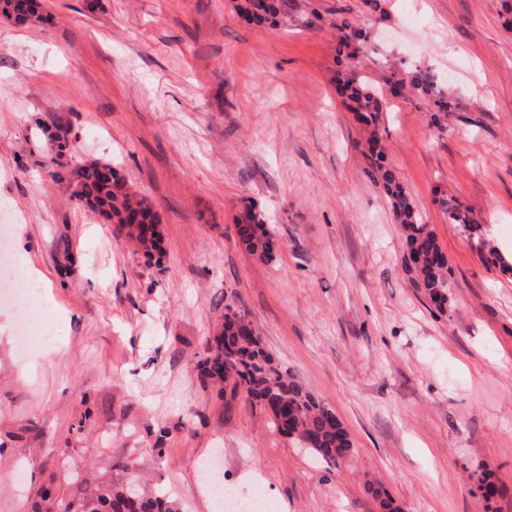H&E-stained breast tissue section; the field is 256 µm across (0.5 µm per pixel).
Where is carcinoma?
<instances>
[{"mask_svg":"<svg viewBox=\"0 0 512 512\" xmlns=\"http://www.w3.org/2000/svg\"><path fill=\"white\" fill-rule=\"evenodd\" d=\"M238 12L247 21L256 25L273 26L281 15L282 0H239ZM0 14L18 22L46 23L52 17L44 12L43 0H0ZM340 36L338 55L349 54L350 43L365 38L362 29L350 24ZM412 86L429 97L432 105L430 115L434 125H441V119L454 111L453 100L443 90L434 85L432 76L427 71H418L412 78ZM344 91L354 103V111L360 120L370 125L376 121L382 108L375 91L349 78ZM377 172L381 174L385 186L392 196V206L397 220L405 234L407 247L416 248L423 265L414 269L412 276L414 287L430 302L435 312H443L448 303L450 288L447 261L441 251L438 240L430 225L421 222L420 213L409 195L394 179L386 168L384 149L370 151ZM100 162L93 161L74 166L69 176L75 191L72 199L77 204L94 209L106 206L110 215L107 219L114 224H124L123 214L136 205L144 217L155 223L157 216L146 200L128 185L127 181L113 174L114 181L107 185L99 176ZM448 223L462 229L467 238L478 243V250L485 266L495 268L502 273L512 271L502 253L486 239L482 225L475 224L469 217V209L455 205L448 210ZM247 224L239 229L240 241L256 259L270 260L266 252L265 237L272 231L264 219L252 210H246ZM202 375L215 383L224 384L235 394L240 391L259 404L281 402L287 407L283 414L285 421L272 416V422L280 432H298L301 437H313L318 446L313 452L326 463H336L350 451L349 435L336 431V418L325 409V404L307 391L300 380L290 371L274 363L271 354L261 344L257 331H248L241 327L235 332H223L210 337L207 342L206 355L201 363ZM46 502L44 512H102L105 504H110L112 512H177L176 506L164 495L147 487H142L140 496L135 499L125 497L122 484H97L90 488L77 509L72 504L57 503L46 495H41Z\"/></svg>","mask_w":512,"mask_h":512,"instance_id":"1","label":"carcinoma"}]
</instances>
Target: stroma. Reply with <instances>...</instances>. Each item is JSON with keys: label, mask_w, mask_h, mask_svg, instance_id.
<instances>
[{"label": "stroma", "mask_w": 512, "mask_h": 512, "mask_svg": "<svg viewBox=\"0 0 512 512\" xmlns=\"http://www.w3.org/2000/svg\"><path fill=\"white\" fill-rule=\"evenodd\" d=\"M236 0H48L43 25L0 18V212L9 246L42 272L38 320L54 355L20 358L0 304V512L66 500L127 464L180 512H213L199 463L226 485L261 475L288 512H512V277L450 224L469 207L512 257V29L502 0H286L274 26ZM366 38L337 58L342 22ZM455 110L431 122L414 72ZM381 91L377 129L340 80ZM68 131L76 153L47 132ZM390 169L452 269L436 316L366 150ZM111 163L158 213L152 262L80 207L78 163ZM281 248L261 262L235 226L246 207ZM233 305L276 364L330 406L352 447L329 465L282 436L199 360ZM505 488L485 504L481 477Z\"/></svg>", "instance_id": "1"}]
</instances>
